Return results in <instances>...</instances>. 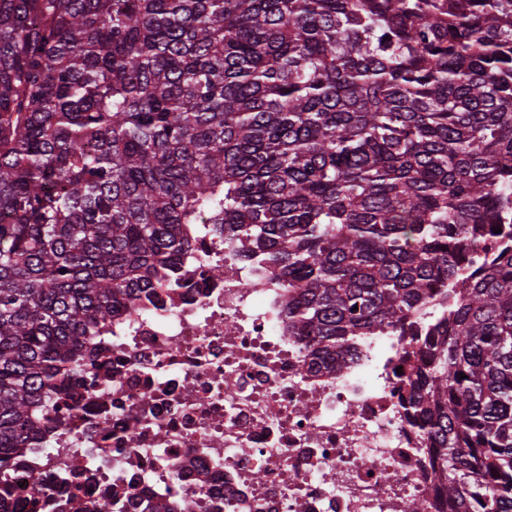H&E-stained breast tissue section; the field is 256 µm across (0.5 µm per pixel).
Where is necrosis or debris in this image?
I'll return each instance as SVG.
<instances>
[{
    "mask_svg": "<svg viewBox=\"0 0 512 512\" xmlns=\"http://www.w3.org/2000/svg\"><path fill=\"white\" fill-rule=\"evenodd\" d=\"M174 280L87 345L86 383L40 416L0 480L29 512H453L396 393L399 336H361L341 373L288 327V291L211 224Z\"/></svg>",
    "mask_w": 512,
    "mask_h": 512,
    "instance_id": "obj_1",
    "label": "necrosis or debris"
}]
</instances>
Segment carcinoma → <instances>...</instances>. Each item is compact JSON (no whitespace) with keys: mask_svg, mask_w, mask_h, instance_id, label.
<instances>
[{"mask_svg":"<svg viewBox=\"0 0 512 512\" xmlns=\"http://www.w3.org/2000/svg\"><path fill=\"white\" fill-rule=\"evenodd\" d=\"M202 223L326 369L408 337L456 512H512V0H0V471Z\"/></svg>","mask_w":512,"mask_h":512,"instance_id":"obj_1","label":"carcinoma"}]
</instances>
